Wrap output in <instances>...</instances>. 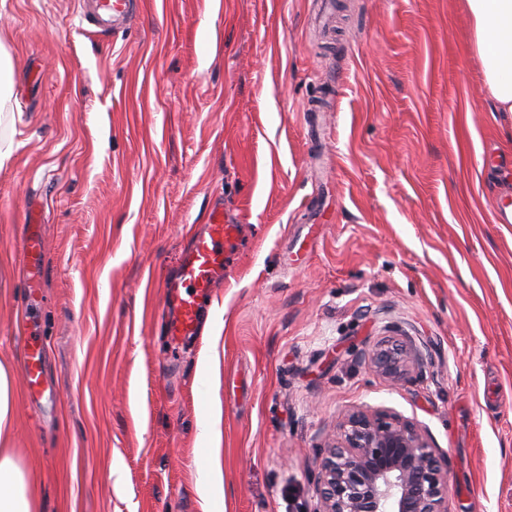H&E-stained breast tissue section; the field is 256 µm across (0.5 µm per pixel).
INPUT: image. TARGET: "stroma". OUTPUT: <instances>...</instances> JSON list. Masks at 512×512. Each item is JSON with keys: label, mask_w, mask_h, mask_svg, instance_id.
I'll list each match as a JSON object with an SVG mask.
<instances>
[{"label": "stroma", "mask_w": 512, "mask_h": 512, "mask_svg": "<svg viewBox=\"0 0 512 512\" xmlns=\"http://www.w3.org/2000/svg\"><path fill=\"white\" fill-rule=\"evenodd\" d=\"M318 7L136 0L112 29L78 0H0V358L34 307L47 395L16 380L14 439L43 512H314L353 408L428 430L448 512H512V114L463 0H341L327 39ZM215 206L246 231L175 345L164 286ZM389 336L423 358L397 384L365 365ZM34 229L21 243V252L34 276H39L42 270L43 238L41 233Z\"/></svg>", "instance_id": "obj_1"}]
</instances>
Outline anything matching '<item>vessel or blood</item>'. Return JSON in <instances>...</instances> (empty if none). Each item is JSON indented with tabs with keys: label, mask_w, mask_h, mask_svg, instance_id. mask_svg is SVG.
<instances>
[{
	"label": "vessel or blood",
	"mask_w": 512,
	"mask_h": 512,
	"mask_svg": "<svg viewBox=\"0 0 512 512\" xmlns=\"http://www.w3.org/2000/svg\"><path fill=\"white\" fill-rule=\"evenodd\" d=\"M89 13L104 26L116 28L130 24L134 0H90ZM242 227L229 223L220 208L212 209L206 232L199 236L188 255L178 263L176 278L165 287L164 309L168 314L164 330L171 342L196 336L201 307L211 295L216 276L224 269V254L241 237ZM43 238L31 231L21 243V252L32 274L42 270ZM44 347L39 336L28 334L24 343L23 375L29 395L40 391Z\"/></svg>",
	"instance_id": "vessel-or-blood-1"
}]
</instances>
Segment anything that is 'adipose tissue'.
Here are the masks:
<instances>
[{
    "instance_id": "obj_1",
    "label": "adipose tissue",
    "mask_w": 512,
    "mask_h": 512,
    "mask_svg": "<svg viewBox=\"0 0 512 512\" xmlns=\"http://www.w3.org/2000/svg\"><path fill=\"white\" fill-rule=\"evenodd\" d=\"M468 45L476 55L496 111L512 112V0H464ZM18 368L0 361V512H41L35 488L13 446L14 391Z\"/></svg>"
}]
</instances>
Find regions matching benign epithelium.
Wrapping results in <instances>:
<instances>
[{
	"mask_svg": "<svg viewBox=\"0 0 512 512\" xmlns=\"http://www.w3.org/2000/svg\"><path fill=\"white\" fill-rule=\"evenodd\" d=\"M408 342L384 340L368 369L394 381L418 365ZM314 512H448V468L428 433L387 410H352L317 457Z\"/></svg>",
	"mask_w": 512,
	"mask_h": 512,
	"instance_id": "obj_1",
	"label": "benign epithelium"
}]
</instances>
